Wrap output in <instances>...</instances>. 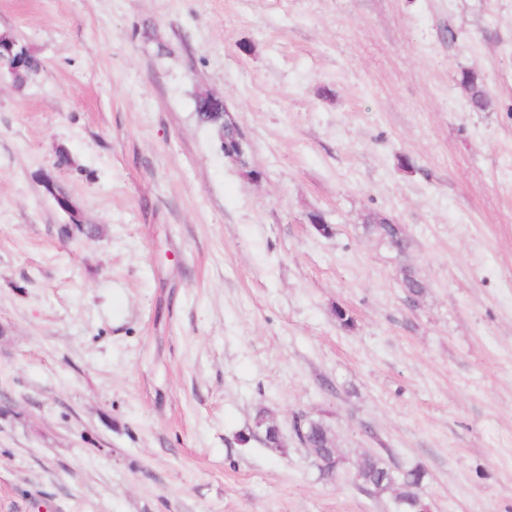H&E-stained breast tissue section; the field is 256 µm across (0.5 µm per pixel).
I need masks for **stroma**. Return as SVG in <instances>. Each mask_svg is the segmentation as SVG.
Here are the masks:
<instances>
[{"label": "stroma", "instance_id": "35a3bbf8", "mask_svg": "<svg viewBox=\"0 0 512 512\" xmlns=\"http://www.w3.org/2000/svg\"><path fill=\"white\" fill-rule=\"evenodd\" d=\"M0 33L39 63L0 77V512H392L297 413L431 512H512V0H0ZM459 84L468 99L469 107L474 112L485 111L490 104V97L484 85L473 74H462ZM224 105L221 101H198L196 114L199 123L205 127L213 128L220 141L225 157H230L228 151L234 147L237 139V129L231 124L224 123ZM368 229L383 239L389 246L397 252H403L406 248V239L403 232H400L399 224H385L384 217L371 215L368 218ZM330 431L324 430L320 425L313 427L308 432V437L312 439L320 448L317 451L324 457H329L332 460L333 473L335 475L344 471L347 467L348 459L340 448L332 446ZM388 458L377 451L364 453L353 463V472L348 471L345 478L357 487H370L377 495H389L393 512H419L421 504H426L416 490L422 485L425 471L418 466L405 468L393 461L389 451ZM361 471L369 484L356 482L355 474Z\"/></svg>", "mask_w": 512, "mask_h": 512}]
</instances>
